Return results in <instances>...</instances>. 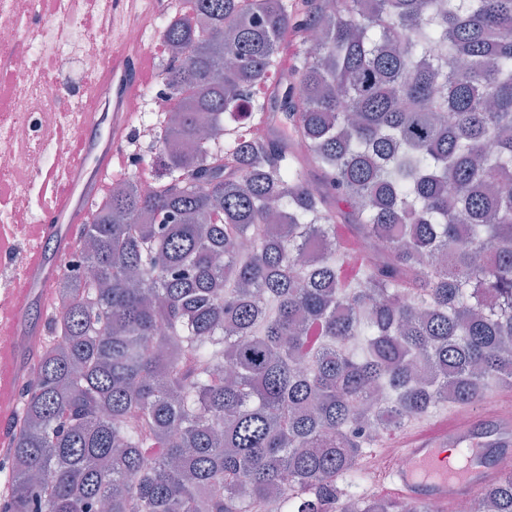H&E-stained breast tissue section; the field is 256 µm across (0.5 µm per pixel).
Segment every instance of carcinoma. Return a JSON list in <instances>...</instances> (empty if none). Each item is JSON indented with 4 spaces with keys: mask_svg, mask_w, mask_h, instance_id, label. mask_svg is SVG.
<instances>
[{
    "mask_svg": "<svg viewBox=\"0 0 512 512\" xmlns=\"http://www.w3.org/2000/svg\"><path fill=\"white\" fill-rule=\"evenodd\" d=\"M161 37L165 173L85 226L0 512H406L363 430L512 388V0H186ZM343 220L382 244L353 282ZM336 233L338 235L340 241V251L339 258L340 263L348 269L350 272H355L358 270L355 266V243L356 239L353 237V227L351 224H337L336 225ZM348 246L345 248L344 246ZM348 258H347V257ZM348 259V260H347Z\"/></svg>",
    "mask_w": 512,
    "mask_h": 512,
    "instance_id": "1",
    "label": "carcinoma"
}]
</instances>
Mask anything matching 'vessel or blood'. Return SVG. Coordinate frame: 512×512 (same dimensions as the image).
<instances>
[{"mask_svg": "<svg viewBox=\"0 0 512 512\" xmlns=\"http://www.w3.org/2000/svg\"><path fill=\"white\" fill-rule=\"evenodd\" d=\"M151 56L146 48L132 52L113 44L98 77L80 95L78 125L58 131L70 162L66 169L40 177L48 198L42 220L28 227V246L11 278L12 304L0 310V337L17 335L33 302L50 305L62 267L45 245L62 236L72 245L79 240L111 164L123 151L142 92L154 78ZM15 359L14 351L0 348L1 463L8 461L14 443L13 424L19 418V390L25 379ZM402 452L409 467L385 473L382 482L400 486L418 504L441 510L449 501L475 496L503 470L512 454V417L491 419L479 411L468 419L440 420L406 440Z\"/></svg>", "mask_w": 512, "mask_h": 512, "instance_id": "vessel-or-blood-1", "label": "vessel or blood"}]
</instances>
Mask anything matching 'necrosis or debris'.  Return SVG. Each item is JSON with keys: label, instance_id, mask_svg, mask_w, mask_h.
I'll return each instance as SVG.
<instances>
[{"label": "necrosis or debris", "instance_id": "1", "mask_svg": "<svg viewBox=\"0 0 512 512\" xmlns=\"http://www.w3.org/2000/svg\"><path fill=\"white\" fill-rule=\"evenodd\" d=\"M36 2L0 0V75L25 89L18 110L0 113V185L11 189L7 206L0 208V224L15 228L35 223L30 175L45 167H67L69 156L56 133L79 121L78 104L59 107L46 93L41 58L50 53L79 59L89 77L103 63L102 33L83 20L95 0H52L51 26L44 24Z\"/></svg>", "mask_w": 512, "mask_h": 512}]
</instances>
